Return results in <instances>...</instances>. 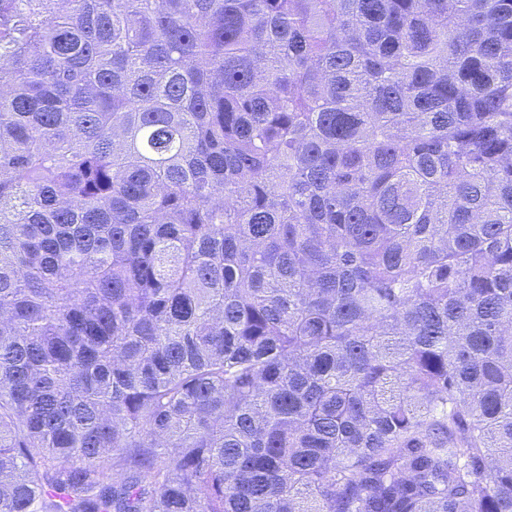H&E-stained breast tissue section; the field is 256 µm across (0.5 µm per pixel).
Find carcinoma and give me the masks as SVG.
<instances>
[{
    "instance_id": "obj_1",
    "label": "carcinoma",
    "mask_w": 512,
    "mask_h": 512,
    "mask_svg": "<svg viewBox=\"0 0 512 512\" xmlns=\"http://www.w3.org/2000/svg\"><path fill=\"white\" fill-rule=\"evenodd\" d=\"M0 512H512V0H0Z\"/></svg>"
}]
</instances>
